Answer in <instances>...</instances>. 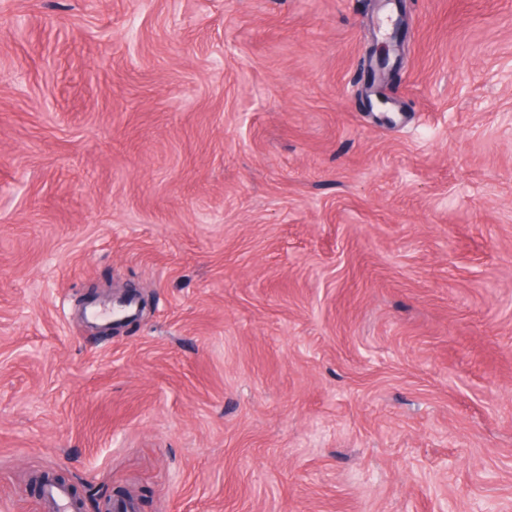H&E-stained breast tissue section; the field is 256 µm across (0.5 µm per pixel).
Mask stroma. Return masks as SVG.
I'll list each match as a JSON object with an SVG mask.
<instances>
[{"instance_id":"35a3bbf8","label":"stroma","mask_w":512,"mask_h":512,"mask_svg":"<svg viewBox=\"0 0 512 512\" xmlns=\"http://www.w3.org/2000/svg\"><path fill=\"white\" fill-rule=\"evenodd\" d=\"M46 470L139 512H512V0H0V512ZM404 33L403 20L401 19L396 27V31L390 37L379 40L374 38L373 42L368 46L367 52L372 60L379 62H391V56L395 51H400L403 43L402 37Z\"/></svg>"}]
</instances>
